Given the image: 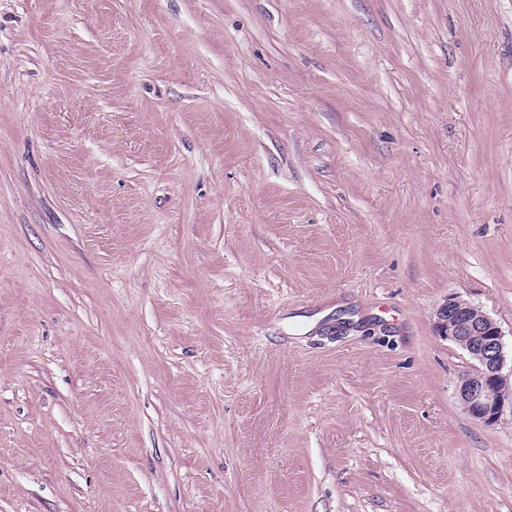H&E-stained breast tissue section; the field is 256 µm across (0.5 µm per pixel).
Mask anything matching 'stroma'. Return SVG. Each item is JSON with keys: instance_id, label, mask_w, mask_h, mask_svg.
I'll list each match as a JSON object with an SVG mask.
<instances>
[{"instance_id": "stroma-1", "label": "stroma", "mask_w": 512, "mask_h": 512, "mask_svg": "<svg viewBox=\"0 0 512 512\" xmlns=\"http://www.w3.org/2000/svg\"><path fill=\"white\" fill-rule=\"evenodd\" d=\"M451 296L512 348V0H0V512H512Z\"/></svg>"}]
</instances>
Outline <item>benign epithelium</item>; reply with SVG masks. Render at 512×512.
<instances>
[{
  "mask_svg": "<svg viewBox=\"0 0 512 512\" xmlns=\"http://www.w3.org/2000/svg\"><path fill=\"white\" fill-rule=\"evenodd\" d=\"M438 335L462 346L474 360L473 371L461 376L456 395L473 418L491 424L506 402H512V380L503 375L506 352L497 323L478 307L457 297L436 312Z\"/></svg>",
  "mask_w": 512,
  "mask_h": 512,
  "instance_id": "benign-epithelium-1",
  "label": "benign epithelium"
}]
</instances>
